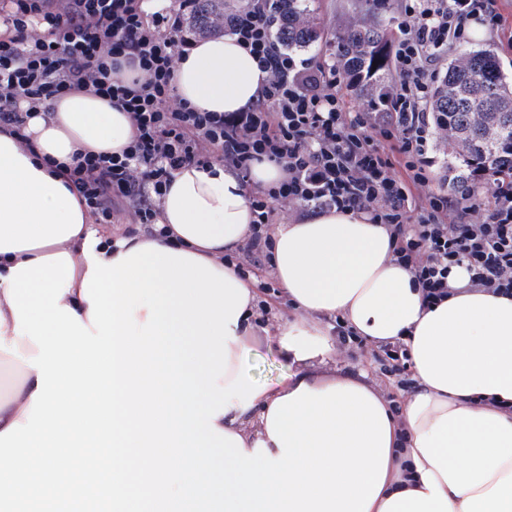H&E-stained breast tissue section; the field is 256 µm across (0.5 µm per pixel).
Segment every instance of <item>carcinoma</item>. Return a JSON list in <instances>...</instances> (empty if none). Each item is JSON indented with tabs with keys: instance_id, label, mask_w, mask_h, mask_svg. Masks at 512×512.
Returning a JSON list of instances; mask_svg holds the SVG:
<instances>
[{
	"instance_id": "carcinoma-1",
	"label": "carcinoma",
	"mask_w": 512,
	"mask_h": 512,
	"mask_svg": "<svg viewBox=\"0 0 512 512\" xmlns=\"http://www.w3.org/2000/svg\"><path fill=\"white\" fill-rule=\"evenodd\" d=\"M223 10V0H197L192 23L208 28ZM310 12L309 0H274L270 21L280 45L304 50L319 39ZM337 40L349 84L371 93L377 111H386L388 31L365 14L349 22ZM429 110L455 150L453 187L468 190L480 172L512 178V82L494 51L462 52L449 62L431 91Z\"/></svg>"
}]
</instances>
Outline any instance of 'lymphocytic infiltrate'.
<instances>
[{
    "label": "lymphocytic infiltrate",
    "mask_w": 512,
    "mask_h": 512,
    "mask_svg": "<svg viewBox=\"0 0 512 512\" xmlns=\"http://www.w3.org/2000/svg\"><path fill=\"white\" fill-rule=\"evenodd\" d=\"M11 0L0 21V127L22 131L30 113L75 91L127 112L133 139L121 154H74L70 175L102 224L125 209L154 228L173 174L217 160L246 189L253 220L246 248H269L271 225L285 211H352L387 225L392 260L407 268L424 302L448 295L456 269L469 283L512 294V182L494 181L492 201L469 191V205L430 188L433 127L428 102L435 68L466 35L491 17L490 0H401L404 21L388 88V117L351 111L335 65L296 61L275 40L270 0H246L226 13L224 28L245 41L266 79L257 100L239 112H202L178 102L174 78L194 41L183 16L195 0ZM131 80L116 78L121 69ZM267 162L285 176L252 184ZM405 177H397L396 167Z\"/></svg>",
    "instance_id": "obj_1"
}]
</instances>
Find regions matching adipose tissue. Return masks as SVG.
<instances>
[{
  "label": "adipose tissue",
  "mask_w": 512,
  "mask_h": 512,
  "mask_svg": "<svg viewBox=\"0 0 512 512\" xmlns=\"http://www.w3.org/2000/svg\"><path fill=\"white\" fill-rule=\"evenodd\" d=\"M262 79L227 33L184 55L175 94L238 112ZM132 136L90 93L0 129V358L22 367L0 396V500L57 512L101 463L107 512H512V297L461 269L427 306L386 225L311 212L272 235L294 319L258 333L259 295L224 264L252 215L223 163L174 173L161 237L113 236L81 206L73 154ZM336 316L407 344L422 388L401 416L364 376L315 367ZM273 341L297 369L254 382L242 358Z\"/></svg>",
  "instance_id": "1"
}]
</instances>
